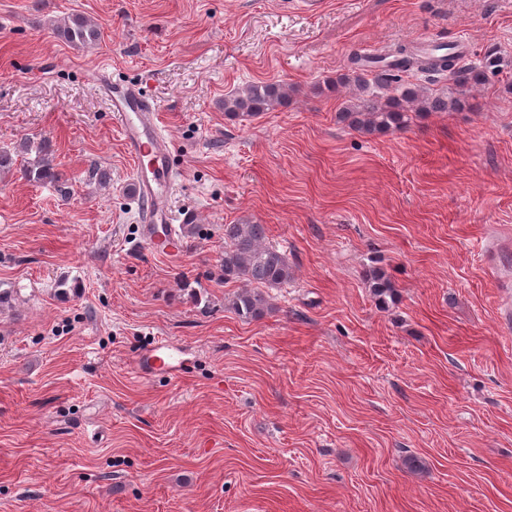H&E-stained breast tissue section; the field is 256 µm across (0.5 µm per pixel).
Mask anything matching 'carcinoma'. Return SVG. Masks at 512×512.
I'll return each instance as SVG.
<instances>
[{
  "mask_svg": "<svg viewBox=\"0 0 512 512\" xmlns=\"http://www.w3.org/2000/svg\"><path fill=\"white\" fill-rule=\"evenodd\" d=\"M53 33L72 44H94L99 40L97 28L80 15H71L53 27ZM393 63L374 77L378 85L393 87L394 94L385 98L369 93L370 85L364 73L352 71L331 85L351 90V100L339 113L341 121L362 133L373 134L407 126L411 112H451L464 106L468 92L484 84L485 72L499 68L498 58L487 56L478 64L459 65L452 52L437 54L413 45H398L391 53ZM446 72L456 90L448 96H431L415 87L396 84V74L408 70ZM288 87L281 83H259L224 97V112L229 117L247 119L288 103ZM39 158L24 175L38 183L58 184L62 174L55 171L49 159V148L37 147ZM292 271L283 254L267 243L263 224L242 221L224 225V280L239 284L231 307L239 316L259 319L270 308L265 288L288 283Z\"/></svg>",
  "mask_w": 512,
  "mask_h": 512,
  "instance_id": "obj_1",
  "label": "carcinoma"
}]
</instances>
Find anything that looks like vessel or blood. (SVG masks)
Masks as SVG:
<instances>
[{
	"instance_id": "b4317fda",
	"label": "vessel or blood",
	"mask_w": 512,
	"mask_h": 512,
	"mask_svg": "<svg viewBox=\"0 0 512 512\" xmlns=\"http://www.w3.org/2000/svg\"><path fill=\"white\" fill-rule=\"evenodd\" d=\"M102 89L122 131L125 150L137 165L135 190L144 204L143 238L152 248L175 252L183 244L181 236L172 229L163 237L156 233L157 226L168 220V199L177 180L173 144L162 134L156 109L138 86L125 85L115 89L106 82ZM157 371L177 374L181 367L172 358L164 356L160 346L156 345L142 355L140 372L147 376Z\"/></svg>"
}]
</instances>
